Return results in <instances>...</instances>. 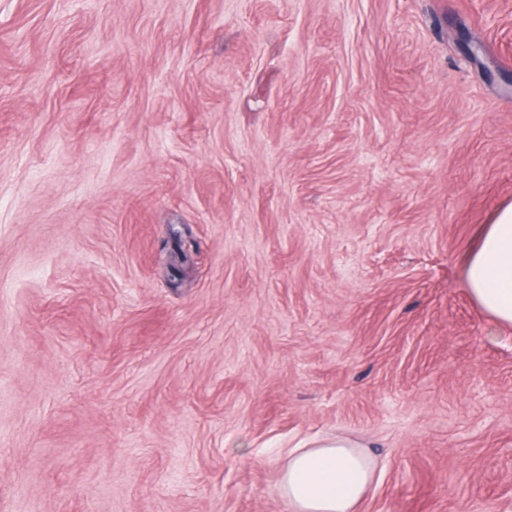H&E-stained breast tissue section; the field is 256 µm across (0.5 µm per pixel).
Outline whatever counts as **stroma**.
I'll list each match as a JSON object with an SVG mask.
<instances>
[{
	"mask_svg": "<svg viewBox=\"0 0 512 512\" xmlns=\"http://www.w3.org/2000/svg\"><path fill=\"white\" fill-rule=\"evenodd\" d=\"M512 0H0V512H512ZM465 279L486 313L512 325V205L497 212L469 253ZM364 445L325 439L301 448L288 460L279 491L294 512H354L376 468Z\"/></svg>",
	"mask_w": 512,
	"mask_h": 512,
	"instance_id": "1",
	"label": "stroma"
}]
</instances>
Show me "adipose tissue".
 Instances as JSON below:
<instances>
[{
    "label": "adipose tissue",
    "instance_id": "1",
    "mask_svg": "<svg viewBox=\"0 0 512 512\" xmlns=\"http://www.w3.org/2000/svg\"><path fill=\"white\" fill-rule=\"evenodd\" d=\"M465 279L486 313L512 325V205L497 212L469 253ZM375 468L359 442L325 439L290 457L279 491L295 512H355Z\"/></svg>",
    "mask_w": 512,
    "mask_h": 512
}]
</instances>
